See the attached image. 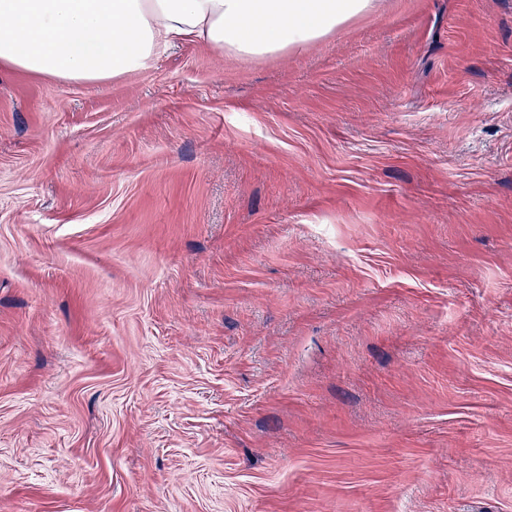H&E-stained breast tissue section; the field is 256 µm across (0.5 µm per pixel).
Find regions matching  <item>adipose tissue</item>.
<instances>
[{
  "instance_id": "1",
  "label": "adipose tissue",
  "mask_w": 512,
  "mask_h": 512,
  "mask_svg": "<svg viewBox=\"0 0 512 512\" xmlns=\"http://www.w3.org/2000/svg\"><path fill=\"white\" fill-rule=\"evenodd\" d=\"M378 0H0V64L55 82L99 83L166 45L201 39L246 59L296 53Z\"/></svg>"
}]
</instances>
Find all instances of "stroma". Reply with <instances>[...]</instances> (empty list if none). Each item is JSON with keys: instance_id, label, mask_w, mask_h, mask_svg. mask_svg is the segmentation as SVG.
Listing matches in <instances>:
<instances>
[{"instance_id": "stroma-1", "label": "stroma", "mask_w": 512, "mask_h": 512, "mask_svg": "<svg viewBox=\"0 0 512 512\" xmlns=\"http://www.w3.org/2000/svg\"><path fill=\"white\" fill-rule=\"evenodd\" d=\"M0 512H512V0L0 67Z\"/></svg>"}]
</instances>
